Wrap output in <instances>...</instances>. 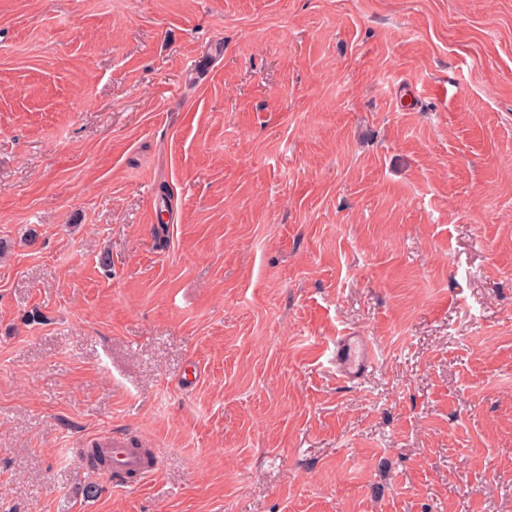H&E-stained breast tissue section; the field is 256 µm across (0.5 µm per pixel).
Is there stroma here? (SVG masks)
I'll list each match as a JSON object with an SVG mask.
<instances>
[{"mask_svg": "<svg viewBox=\"0 0 512 512\" xmlns=\"http://www.w3.org/2000/svg\"><path fill=\"white\" fill-rule=\"evenodd\" d=\"M0 512H512V0H0ZM333 358L336 374L347 382L358 383L373 367L376 353L366 336H340ZM97 443L112 460V468L107 470V475L114 476L115 485L127 486L132 478H145L154 469V463L147 465L124 435L108 434L100 437Z\"/></svg>", "mask_w": 512, "mask_h": 512, "instance_id": "obj_1", "label": "stroma"}]
</instances>
